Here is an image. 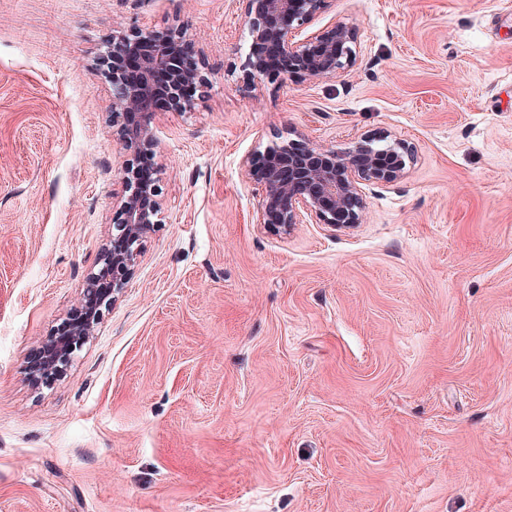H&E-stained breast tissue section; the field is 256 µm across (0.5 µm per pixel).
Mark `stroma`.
<instances>
[{
    "label": "stroma",
    "mask_w": 512,
    "mask_h": 512,
    "mask_svg": "<svg viewBox=\"0 0 512 512\" xmlns=\"http://www.w3.org/2000/svg\"><path fill=\"white\" fill-rule=\"evenodd\" d=\"M350 75L243 78L244 0H0V512H512V0H332ZM187 28L208 94L158 109L165 221L81 311L123 160L114 27ZM415 146L346 231L257 222L243 158Z\"/></svg>",
    "instance_id": "stroma-1"
}]
</instances>
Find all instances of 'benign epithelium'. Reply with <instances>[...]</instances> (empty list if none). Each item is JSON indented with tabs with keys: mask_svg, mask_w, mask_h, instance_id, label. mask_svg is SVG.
<instances>
[{
	"mask_svg": "<svg viewBox=\"0 0 512 512\" xmlns=\"http://www.w3.org/2000/svg\"><path fill=\"white\" fill-rule=\"evenodd\" d=\"M330 0H246L249 51L242 70L247 79L266 76L263 48L269 38L277 41L286 66L270 78L277 82L330 78L349 72L357 62L356 36L352 27L337 23L311 34L306 29L328 7ZM154 39L151 53L141 55L138 41ZM107 56L112 58V135L124 160L117 170L122 193L112 215V245L102 249L99 273L87 279L85 316L71 323L64 336H52L41 356L28 367L36 384L51 375L73 353L78 342L90 335L100 307L124 288L141 255L143 243L154 226L164 223V202L158 184L140 177L137 163L156 156L155 77H169V110L190 111L195 100L182 95L193 85L204 96L211 81L205 73L202 52L184 27L169 26L143 31L119 27L112 31ZM136 59L138 76L125 78L124 66ZM414 146L385 135L366 136L353 146L336 150L317 148L303 139L273 142L245 157V177L258 195L259 223L277 234H288L309 217L329 229L346 230L362 222L363 187L387 186L400 181L415 160Z\"/></svg>",
	"mask_w": 512,
	"mask_h": 512,
	"instance_id": "obj_1",
	"label": "benign epithelium"
}]
</instances>
